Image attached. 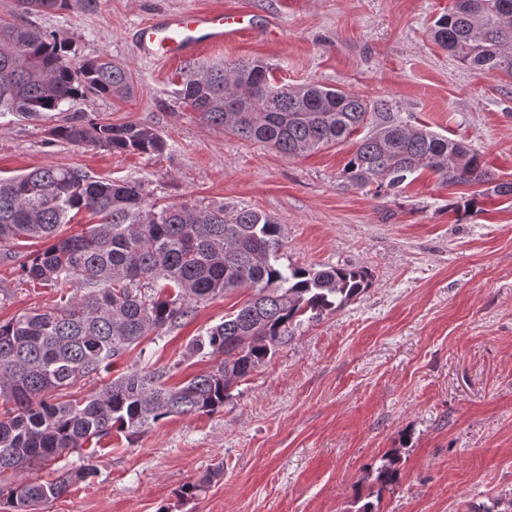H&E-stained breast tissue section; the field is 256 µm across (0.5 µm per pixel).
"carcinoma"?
<instances>
[{"label":"carcinoma","instance_id":"cac0c4a2","mask_svg":"<svg viewBox=\"0 0 512 512\" xmlns=\"http://www.w3.org/2000/svg\"><path fill=\"white\" fill-rule=\"evenodd\" d=\"M18 4L21 21L0 23V116L59 112L88 91L129 97L126 67L99 57L75 67L65 43L22 22L33 11L94 12L99 0ZM431 36L467 68L512 79V0H453ZM178 94L202 119L288 158L342 144L370 118L382 117L342 169L340 178L352 186L395 193L428 170L444 185L486 184L482 195H512L511 182L489 186L481 155L462 142L396 122L382 99L315 82L279 85L258 57L201 66ZM51 136L120 154L158 156L167 147L144 123L78 115L53 127ZM83 209L99 223L58 237L70 212ZM25 239L52 244L25 257L20 277L35 286L73 283L78 294L43 312L0 321V474L76 453L84 461L56 470L49 481L0 485L7 512H39L94 477L87 443L97 445L114 431L130 440L169 416L218 412L232 386L288 343L303 317L333 313L370 285L368 272L354 267L282 265V225L254 208L158 207L146 201L138 181L96 180L67 166L0 177V246ZM241 288L250 290L248 299L187 344L188 355L216 360L210 371L170 385L164 367L135 370L96 393L65 398L66 390L108 369L150 331L180 325L193 305ZM398 463L395 456L384 459L375 480L395 482Z\"/></svg>","mask_w":512,"mask_h":512}]
</instances>
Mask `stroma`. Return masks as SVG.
<instances>
[{"mask_svg": "<svg viewBox=\"0 0 512 512\" xmlns=\"http://www.w3.org/2000/svg\"><path fill=\"white\" fill-rule=\"evenodd\" d=\"M451 0H100L93 13L33 14L67 43L72 61L107 56L134 86L122 101L89 94L38 119L0 116V175L65 165L141 181L150 201L248 206L282 224L284 263L349 265L371 285L340 310L303 322L271 360L234 386L213 415L171 416L134 439L104 438L97 474L41 512H479L512 500V196L456 210L458 187L422 173L398 193L344 185L352 148L287 158L208 123L182 102L196 64L259 57L282 84L317 82L387 101L394 117L477 150L490 175L512 182V79L470 70L430 38ZM227 7L270 31L204 50L197 60L148 59L133 44L155 15ZM80 115L143 122L162 156L112 153L52 140ZM25 241L0 256V321L48 309L75 286L32 287L17 273ZM239 290L197 304L181 326L149 333L83 397L121 373L169 367L179 384L209 370L187 357L198 332L247 299ZM400 460L396 483L373 478ZM219 478L206 480L216 465ZM204 481L192 498L187 483Z\"/></svg>", "mask_w": 512, "mask_h": 512, "instance_id": "35a3bbf8", "label": "stroma"}]
</instances>
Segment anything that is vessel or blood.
<instances>
[{
  "label": "vessel or blood",
  "instance_id": "b4317fda",
  "mask_svg": "<svg viewBox=\"0 0 512 512\" xmlns=\"http://www.w3.org/2000/svg\"><path fill=\"white\" fill-rule=\"evenodd\" d=\"M241 13L225 9L202 13L186 9L162 14L154 23L135 34L138 52L146 57L188 60L208 47H218L246 32Z\"/></svg>",
  "mask_w": 512,
  "mask_h": 512
}]
</instances>
